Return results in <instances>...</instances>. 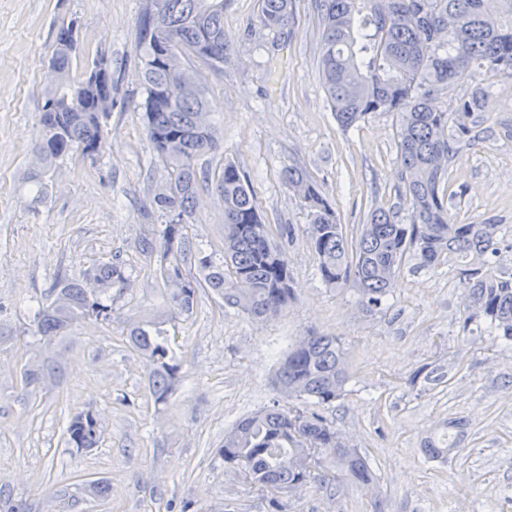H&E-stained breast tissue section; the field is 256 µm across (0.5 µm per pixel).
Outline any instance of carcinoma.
<instances>
[{"label":"carcinoma","mask_w":512,"mask_h":512,"mask_svg":"<svg viewBox=\"0 0 512 512\" xmlns=\"http://www.w3.org/2000/svg\"><path fill=\"white\" fill-rule=\"evenodd\" d=\"M162 15L143 11L139 56L146 94V137L168 170L167 193H155L153 212L165 219L160 267L165 285L163 305L131 322L127 338L150 368V392L158 404L168 401L180 379L181 364L171 346L167 326L190 314L198 291L205 289L255 319H274L292 298L291 273L281 250L270 241L256 196L245 175L231 161L212 174L224 203V246L204 254L193 249L186 225L176 217L192 214L198 188L196 161L215 148L213 125L202 129L198 118L212 104L201 84L196 92L165 98L169 73L150 65L158 51L172 44L208 67L222 70L218 56L229 55L224 37V8L229 0H159ZM295 0H260L264 30L291 31ZM321 28L319 72L338 125L345 131L375 112L395 121L402 197L409 223L390 211L374 209L356 238L341 224L332 202L299 165L283 171V180L302 186L310 213L309 237L325 284L353 288L362 305L382 306L406 255L418 256L423 267L455 254L467 288L470 317H484L512 340V274L502 275L487 257L512 252V242L498 236V224H458L448 214L449 163L452 142L479 136L470 119L482 111L486 90L475 87L458 111L436 105L440 88L455 84L477 64L512 77V0H496L487 22L485 0H318ZM458 21L448 34V17ZM71 28L64 23L54 36L49 77L41 107V133L35 165L25 182L36 188L33 203L48 195L49 173L57 161L81 152L96 157L103 148V122L108 113L95 111V97L112 94V86L90 89L72 75L73 57L63 51ZM54 102L55 107L46 109ZM196 263L197 278L183 268ZM123 264L114 256L88 270L83 278L59 279L53 299L34 313L37 332L46 340L64 332L76 316L104 320L112 315V287L125 284ZM348 381L346 355L336 336H303L284 359L278 384L289 398L329 404L343 395ZM99 424L89 413L69 421L68 443L92 448ZM342 436L317 414L273 407L241 420L224 436V462L240 469L259 487L268 481L298 491L314 480L300 460L315 448L330 455L345 475L366 485L372 480L367 460L355 448L336 451Z\"/></svg>","instance_id":"1"}]
</instances>
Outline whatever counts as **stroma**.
<instances>
[{
    "label": "stroma",
    "instance_id": "stroma-1",
    "mask_svg": "<svg viewBox=\"0 0 512 512\" xmlns=\"http://www.w3.org/2000/svg\"><path fill=\"white\" fill-rule=\"evenodd\" d=\"M145 0H0V512H512V340L470 318L455 258L433 267L408 255L382 310L348 288L326 287L301 199L280 178L303 165L357 235L374 208L397 211L395 125L370 115L357 129L337 125L320 81L315 0H296L289 37L259 33V0H230V43L222 73L187 55L213 104L216 147L197 169L235 162L247 175L293 278L294 300L275 319L255 321L199 293L192 315L170 329L181 363L167 403H155L149 369L126 329L160 303L163 222L143 207L168 171L146 138L136 47ZM79 20L82 44L72 73L97 54L112 61L113 108L99 157L60 160L47 200L34 204L21 182L39 138L42 88L57 27ZM486 86L490 116L480 140L449 166L459 224L512 230V77L473 67L446 88L439 108L456 111L474 85ZM289 236H282V227ZM186 231L201 249L221 248L224 204L200 185ZM119 256L126 287L108 321L88 319L45 341L33 321L57 277L79 278ZM339 337L349 379L328 405L285 397L276 376L300 337ZM33 373L25 383L24 373ZM322 416L366 457L374 480L361 486L319 454L315 482L277 497L224 463V435L272 405ZM100 424L95 447L67 442L71 416ZM460 431L448 455L427 438ZM331 480L328 488L320 479ZM107 486L104 496L91 483Z\"/></svg>",
    "mask_w": 512,
    "mask_h": 512
}]
</instances>
